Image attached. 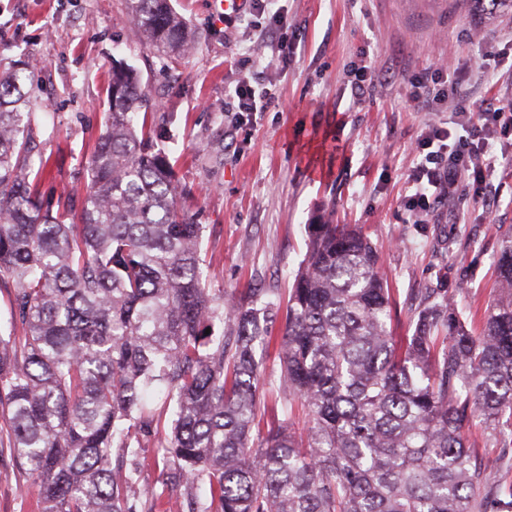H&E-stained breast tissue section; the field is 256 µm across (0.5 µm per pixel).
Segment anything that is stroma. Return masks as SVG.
<instances>
[{
    "label": "stroma",
    "mask_w": 512,
    "mask_h": 512,
    "mask_svg": "<svg viewBox=\"0 0 512 512\" xmlns=\"http://www.w3.org/2000/svg\"><path fill=\"white\" fill-rule=\"evenodd\" d=\"M295 24L287 63L272 56L268 13L245 6L216 16L210 0H173L195 29V51L175 66L145 50L123 22V0H0V69L36 63L34 157L44 199L87 180L90 150L108 109L112 65L138 69L157 128L168 139L183 202L203 226L207 284L225 296L250 288L286 293L305 252V224L324 210L356 224L377 248L405 334L426 290H448L470 328L493 294L501 239L512 234V140L493 204L442 202L419 219L408 208L412 149L437 112L410 105L408 76L440 61L463 71L462 98L512 102V55L494 76L484 49L512 35V12L489 18L470 0H280ZM378 61L391 80L353 99L357 67ZM266 67L278 99L242 120L234 95L252 64ZM36 493L9 450L0 451V512H36Z\"/></svg>",
    "instance_id": "stroma-1"
}]
</instances>
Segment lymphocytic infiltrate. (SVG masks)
I'll use <instances>...</instances> for the list:
<instances>
[{
    "label": "lymphocytic infiltrate",
    "mask_w": 512,
    "mask_h": 512,
    "mask_svg": "<svg viewBox=\"0 0 512 512\" xmlns=\"http://www.w3.org/2000/svg\"><path fill=\"white\" fill-rule=\"evenodd\" d=\"M410 100L415 108L443 104L449 91L458 90V75L447 66L427 67L412 75ZM238 108L262 112L274 103L276 94L265 71L255 72L234 88ZM512 133V106L487 102L480 112L461 106L441 122L426 125L414 149L408 175L412 188L409 205L416 213L429 215L446 198L488 201L493 191L492 176L497 156L494 142Z\"/></svg>",
    "instance_id": "obj_1"
}]
</instances>
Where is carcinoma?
Segmentation results:
<instances>
[{
  "instance_id": "carcinoma-1",
  "label": "carcinoma",
  "mask_w": 512,
  "mask_h": 512,
  "mask_svg": "<svg viewBox=\"0 0 512 512\" xmlns=\"http://www.w3.org/2000/svg\"><path fill=\"white\" fill-rule=\"evenodd\" d=\"M488 16L512 0H470ZM168 62L195 35L170 0H123ZM0 71V417L38 512H180L134 491L139 437H158L167 481L192 512H505L507 473L469 434L512 453V236L479 333L453 298L425 297L405 336L377 249L355 224L307 225L286 307L262 288L224 300L201 270L203 225L153 143L138 71L112 65L104 129L77 210L45 207L30 141V78ZM222 335L205 334L215 321ZM274 353L276 382L260 381ZM162 390L167 426L149 408ZM283 419L266 417L267 398Z\"/></svg>"
}]
</instances>
